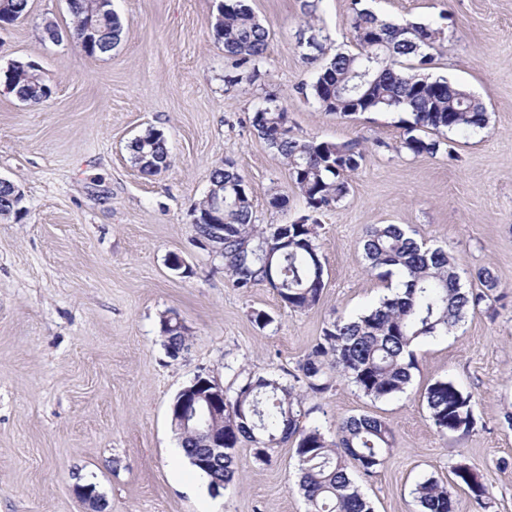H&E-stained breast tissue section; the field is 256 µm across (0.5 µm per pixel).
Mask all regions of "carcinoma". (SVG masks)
<instances>
[{
	"mask_svg": "<svg viewBox=\"0 0 512 512\" xmlns=\"http://www.w3.org/2000/svg\"><path fill=\"white\" fill-rule=\"evenodd\" d=\"M12 11H0V24L25 17L30 0H8ZM73 35L87 41L90 56L106 55L121 41L124 25L112 12L100 15L97 0H71ZM353 48L329 56L316 80L302 83L296 92L313 98L323 111L341 118L356 112H407L402 121L401 147L413 155H435L444 151L456 157L455 141L448 134L466 135L487 124L483 103L445 78L425 73L434 61L429 50L441 39L443 30L413 21L395 22L367 9H357L350 22ZM300 45L315 62L325 54L328 36L308 28ZM270 31L255 16L248 0H224V19L215 30L224 55L237 64L264 57ZM17 98L29 103L47 99L46 80L27 62L12 64L0 72ZM251 126L267 145L287 162L293 183L303 200L304 221L290 224H256V216L244 176L231 159L210 174L209 192L195 206L208 212L217 196L224 195V269L231 286L247 290L259 283L274 288L281 301L295 312L319 303L325 288L324 262L317 243L319 215L335 207L348 192L347 178L358 171L363 160L359 144L318 141L295 135L288 126V112L276 99L252 113ZM431 131L434 137L423 136ZM132 159L147 175L170 165L162 132L150 130L130 145ZM362 257L370 273L381 278L396 277L395 291L359 316L334 320L299 364L307 389L321 394L332 387L337 372L364 395L384 399L406 391L416 368L415 346L419 341L446 336L456 330L471 309L500 288L493 272L483 267L475 277L479 290L466 288L454 256L443 247H429L415 231L401 224H371L362 238ZM169 351L183 352L187 339L178 317L164 314L160 320ZM424 401L436 429L468 431L475 425L473 396L453 381L431 384ZM304 397L279 378L249 376L224 402V458L204 466L198 459L206 453L209 440L196 431L179 433L181 447L191 464L209 483L230 484L235 476L239 444H252L255 457L264 459L268 450L291 441L300 472L299 491L308 512H374L349 470L355 464L364 476L381 467L393 449V430L384 421L368 416H350L336 428L330 440L317 427L301 423ZM458 484L474 498L491 500L489 489L474 479L465 464L453 467ZM421 512H453L448 489L433 478L416 485Z\"/></svg>",
	"mask_w": 512,
	"mask_h": 512,
	"instance_id": "cac0c4a2",
	"label": "carcinoma"
}]
</instances>
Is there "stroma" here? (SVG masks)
<instances>
[{
    "label": "stroma",
    "instance_id": "1",
    "mask_svg": "<svg viewBox=\"0 0 512 512\" xmlns=\"http://www.w3.org/2000/svg\"><path fill=\"white\" fill-rule=\"evenodd\" d=\"M219 2L112 0L125 33L100 57L72 38L66 0H31L0 30V71L34 61L52 88L33 105L0 86V177L22 190L24 210L0 220V512H85L86 484L103 512H306L293 444L264 463L242 443L234 482L215 490L181 461L170 405L200 374L229 394L250 374L293 383L328 323L389 293L361 255L370 224L410 226L457 255L464 287L488 267L500 288L457 331L418 343L405 393L376 400L340 380L306 393L302 422L330 438L352 415L390 425L392 454L356 477L374 512H419L414 489L427 478L447 486L454 512H512V0H362L394 20L442 25L430 75L476 96L488 116L458 140L453 162L401 149L402 113L343 119L297 93L319 71L299 44L307 22L324 27L330 48L349 47L353 0H250L271 34L264 59L241 66L213 36ZM50 21L59 41L45 33ZM269 97L294 134L364 150L347 195L321 218L325 288L301 313L267 284L232 288L193 224L212 169L228 158L259 224L299 215L283 158L250 124ZM151 129L171 159L157 175L130 152ZM275 195L287 208H271ZM170 312L188 343L175 359L160 324ZM259 312L267 326L255 323ZM443 378L472 394L473 430L433 426L423 396ZM460 463L488 486L489 508L455 482Z\"/></svg>",
    "mask_w": 512,
    "mask_h": 512
}]
</instances>
